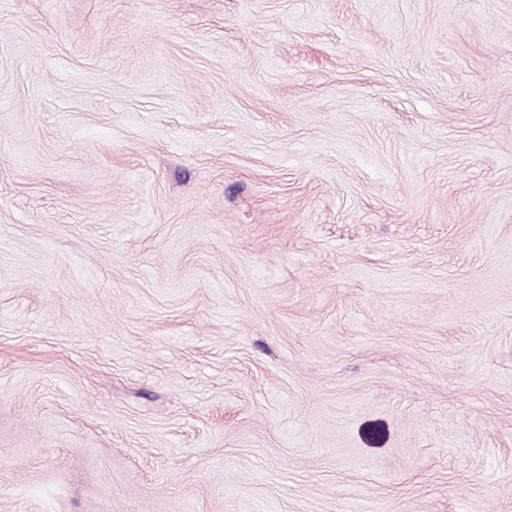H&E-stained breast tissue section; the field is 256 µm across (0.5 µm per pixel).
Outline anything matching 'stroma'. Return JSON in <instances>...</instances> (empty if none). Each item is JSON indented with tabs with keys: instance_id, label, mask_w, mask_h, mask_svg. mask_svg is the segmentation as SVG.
I'll list each match as a JSON object with an SVG mask.
<instances>
[{
	"instance_id": "stroma-1",
	"label": "stroma",
	"mask_w": 512,
	"mask_h": 512,
	"mask_svg": "<svg viewBox=\"0 0 512 512\" xmlns=\"http://www.w3.org/2000/svg\"><path fill=\"white\" fill-rule=\"evenodd\" d=\"M0 512H512V0H0Z\"/></svg>"
}]
</instances>
